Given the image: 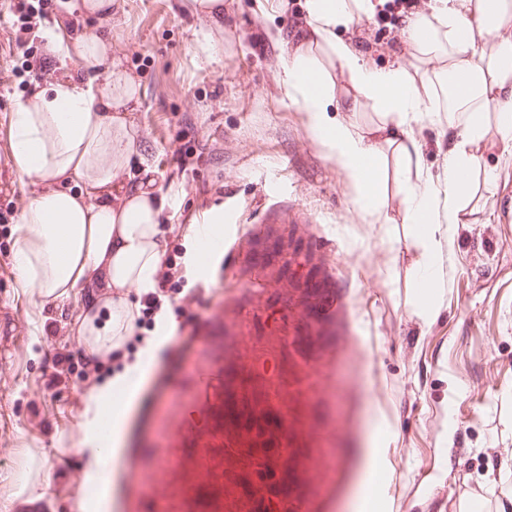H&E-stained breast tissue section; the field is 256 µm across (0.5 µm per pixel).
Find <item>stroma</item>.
Listing matches in <instances>:
<instances>
[{
	"mask_svg": "<svg viewBox=\"0 0 512 512\" xmlns=\"http://www.w3.org/2000/svg\"><path fill=\"white\" fill-rule=\"evenodd\" d=\"M214 18L195 0H121L113 13L93 17L47 10L33 30L102 34L109 59L134 78L137 95L125 120L133 132L127 166L117 170L121 192L146 189L161 205V223L198 225L214 211H242L225 223L224 238L236 256L203 280L211 296L236 288L249 265L262 218L279 207H305L316 216L304 225L308 246L328 287L342 293L346 310L320 313L302 301V290L281 298L295 316L303 360L289 357L276 336L253 329L238 336L241 310L254 299L236 297L222 317L185 322L175 306L166 314L183 331L224 339V375L236 387L244 371L272 366L282 383L315 376L313 397L294 396L299 419L295 454L284 482L289 498L304 497L313 512H361L376 495V512H457L462 485L479 489L475 512H512V223L498 221L503 199L512 198V148L488 129L483 169L445 250L453 268L442 288L420 297L419 251L412 225L402 223L399 194L385 209L399 223L388 243L384 227L370 224L355 204V189L311 135L303 110L285 97L281 71L286 50L302 42L288 12L303 0H222ZM338 30L375 67L411 66L401 27L391 44L378 39L387 0ZM12 0H0V244L12 243L23 208L46 185L19 174L10 157V118L19 101L43 88L9 42ZM423 162L440 174L454 139L447 125L421 120L413 127ZM192 146L193 168L182 169L178 151ZM14 309L26 340L0 367V512H25L14 496L22 472L48 478L37 512H78L82 475L66 483L61 455H79L76 423L89 396L78 371L54 369L57 354L91 352L75 327L82 313L106 318L110 303L94 289L49 307L9 269ZM68 325L72 335H54ZM379 447L385 465L370 469Z\"/></svg>",
	"mask_w": 512,
	"mask_h": 512,
	"instance_id": "1",
	"label": "stroma"
}]
</instances>
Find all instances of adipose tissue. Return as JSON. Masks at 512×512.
Segmentation results:
<instances>
[{
    "mask_svg": "<svg viewBox=\"0 0 512 512\" xmlns=\"http://www.w3.org/2000/svg\"><path fill=\"white\" fill-rule=\"evenodd\" d=\"M373 8L372 0H305L310 43L287 53L281 84L288 99L302 107L313 137L355 187V203L368 222L381 221L386 186L395 182L403 221L415 228L418 286L427 294L443 279L441 242L464 219L487 127L495 126L500 141L512 146V0H437L429 11L411 16L404 34L410 56L423 67L417 77L399 65L372 67L337 37V28ZM52 39L62 56L87 69L106 59L108 46L98 34L71 42L56 32ZM333 64L348 80L341 101L329 70ZM135 93L134 80L117 68L100 85L61 80L19 103L9 129L11 163L18 173L70 183L35 195L22 210L13 229L17 268L40 301L56 303L77 297L93 270L107 267L117 292L109 319L103 325L82 319L83 333L97 352L121 346L132 331L134 309L123 291L131 286L150 291L163 253L160 209L153 198L137 192L118 209L93 201L112 191L115 170L128 163L133 136L114 113ZM364 97L377 115L365 133L352 119ZM337 101L346 112L340 120L330 114ZM428 117L445 119L455 131L437 178L425 168L412 134L414 124ZM223 234L220 213L196 227L183 254L193 279H206L220 260V253H203L202 245ZM146 375L147 362L140 357L108 385L91 391L77 422L90 460L84 475L88 489L100 488L110 464L105 415L123 420L112 410L113 398L140 386Z\"/></svg>",
    "mask_w": 512,
    "mask_h": 512,
    "instance_id": "ef3b65f1",
    "label": "adipose tissue"
}]
</instances>
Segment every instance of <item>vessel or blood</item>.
Wrapping results in <instances>:
<instances>
[{
    "mask_svg": "<svg viewBox=\"0 0 512 512\" xmlns=\"http://www.w3.org/2000/svg\"><path fill=\"white\" fill-rule=\"evenodd\" d=\"M23 323L0 302V341L23 338ZM195 356L179 378L157 377L141 393L156 421L159 442L143 448L129 430L122 484L133 512H308L304 501L284 503L279 470L288 461L283 433L262 410L269 400L250 380L224 391V343L213 336L187 339Z\"/></svg>",
    "mask_w": 512,
    "mask_h": 512,
    "instance_id": "b4317fda",
    "label": "vessel or blood"
}]
</instances>
